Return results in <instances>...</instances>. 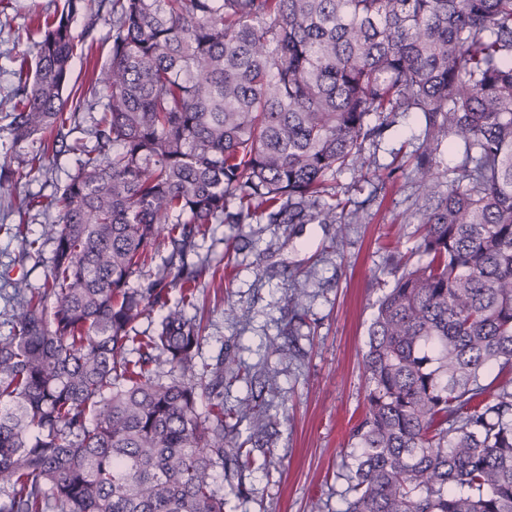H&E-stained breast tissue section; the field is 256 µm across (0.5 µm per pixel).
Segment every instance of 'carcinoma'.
Returning a JSON list of instances; mask_svg holds the SVG:
<instances>
[{"instance_id":"carcinoma-1","label":"carcinoma","mask_w":512,"mask_h":512,"mask_svg":"<svg viewBox=\"0 0 512 512\" xmlns=\"http://www.w3.org/2000/svg\"><path fill=\"white\" fill-rule=\"evenodd\" d=\"M84 8L65 0L15 72L9 128L40 158L86 111ZM109 38L94 144L41 202L59 212L50 273L0 334V512H224L214 475L250 456L224 433L239 374L196 369L205 262L187 256L211 224L355 218L325 184L369 168L384 112L423 117L428 206L421 261L392 264L369 326L341 512H512V0H112ZM447 142L463 184L443 192ZM18 180L1 160L0 193ZM160 238L169 262L130 287ZM153 308L156 332L134 334ZM159 359L177 374L153 377ZM439 171L440 173H445L442 175L441 181L444 182L441 187L442 191H447L451 188V181L457 177L455 171L463 162L465 158V154L463 151L462 145L453 144L446 145V143L441 147L440 154L437 156Z\"/></svg>"}]
</instances>
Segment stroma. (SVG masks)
<instances>
[{"label": "stroma", "instance_id": "stroma-1", "mask_svg": "<svg viewBox=\"0 0 512 512\" xmlns=\"http://www.w3.org/2000/svg\"><path fill=\"white\" fill-rule=\"evenodd\" d=\"M63 0H6L0 8V158L24 177L12 197L0 198V334L11 327L15 289L41 287L54 244L45 239L57 211L35 199L63 185L75 170V142H89L81 112L62 132L58 157L33 159L14 146L7 114L16 82L17 54L40 40L35 19L61 9ZM110 26L99 23L88 56L75 57L72 82L96 95L89 66L107 68ZM423 132L420 114L393 116L375 141L366 142L368 173L349 168L327 182L328 194L346 202L356 220L334 224L212 225L198 238L209 270L199 283L204 332L197 366L224 359L241 380L225 384L224 405L253 400L264 420H228V438L249 443L252 463L216 475L224 512H341L353 470L351 430L364 401L362 355L379 299L393 285L390 258L417 261L424 202L418 196L414 151ZM41 241L27 255L26 239ZM304 295L306 314L295 318L291 291Z\"/></svg>", "mask_w": 512, "mask_h": 512}]
</instances>
